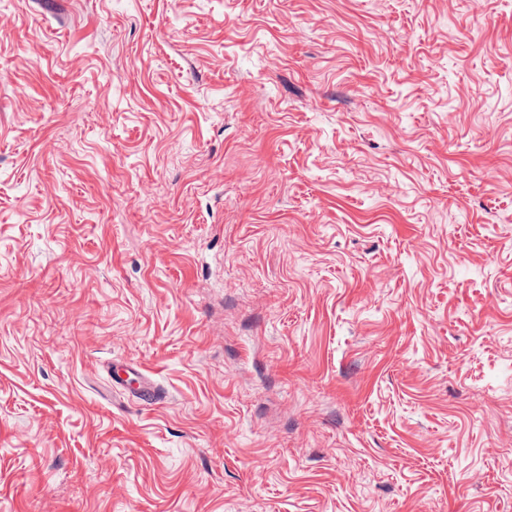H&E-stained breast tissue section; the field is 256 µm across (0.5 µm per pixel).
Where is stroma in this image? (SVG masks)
<instances>
[{"label": "stroma", "instance_id": "stroma-1", "mask_svg": "<svg viewBox=\"0 0 512 512\" xmlns=\"http://www.w3.org/2000/svg\"><path fill=\"white\" fill-rule=\"evenodd\" d=\"M0 512H512V0H0ZM108 373L112 384L128 392L142 404L156 403V390L144 369L136 363L111 365Z\"/></svg>", "mask_w": 512, "mask_h": 512}]
</instances>
